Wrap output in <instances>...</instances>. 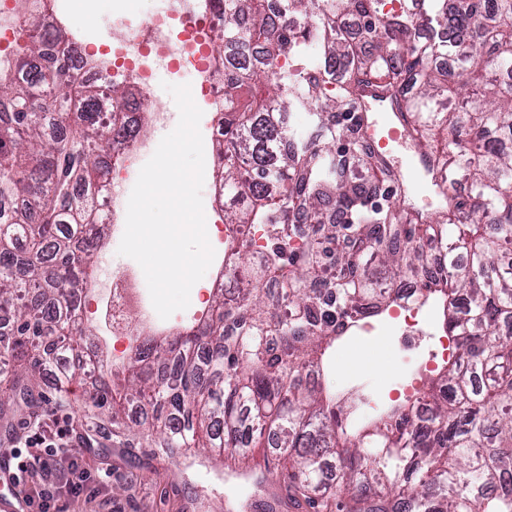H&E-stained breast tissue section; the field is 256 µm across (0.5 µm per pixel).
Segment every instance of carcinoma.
<instances>
[{"mask_svg":"<svg viewBox=\"0 0 512 512\" xmlns=\"http://www.w3.org/2000/svg\"><path fill=\"white\" fill-rule=\"evenodd\" d=\"M224 0V42L265 59L291 58L263 91L249 65L224 70L221 182L224 223L242 237L224 266L249 253L251 229L307 226L298 247L276 236L250 279L220 291L206 320L174 336L152 335L137 360L112 371L94 400L121 425L145 406L150 448H212L242 461L255 447L289 464L284 498L313 512H512V493L490 489L512 472V0ZM359 20L358 35L345 28ZM12 76H0V363L78 357L80 301L107 238L96 223L98 180L132 136L115 128L103 103L129 100L126 87L79 80L64 32L43 33L40 13ZM388 90L428 159L432 181L463 177L470 202L441 201L447 222L415 224L388 190L391 173L364 149L349 117L371 82ZM307 112L304 131L285 123ZM349 143L341 150L337 144ZM419 278L416 302H443L455 354L418 396L361 430L346 420L356 404L332 399L319 383L323 356L361 318L400 305L401 295L370 276Z\"/></svg>","mask_w":512,"mask_h":512,"instance_id":"cac0c4a2","label":"carcinoma"}]
</instances>
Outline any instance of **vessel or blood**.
<instances>
[{"instance_id":"obj_1","label":"vessel or blood","mask_w":512,"mask_h":512,"mask_svg":"<svg viewBox=\"0 0 512 512\" xmlns=\"http://www.w3.org/2000/svg\"><path fill=\"white\" fill-rule=\"evenodd\" d=\"M354 117L363 144L375 155H393L410 138L406 119L391 95L377 84L363 88L356 100ZM427 168L425 157L419 153L407 154L397 163L393 174L401 181L400 197H407L420 186L419 175Z\"/></svg>"}]
</instances>
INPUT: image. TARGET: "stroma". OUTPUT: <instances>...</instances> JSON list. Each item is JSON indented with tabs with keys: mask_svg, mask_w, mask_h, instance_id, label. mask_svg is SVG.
<instances>
[{
	"mask_svg": "<svg viewBox=\"0 0 512 512\" xmlns=\"http://www.w3.org/2000/svg\"><path fill=\"white\" fill-rule=\"evenodd\" d=\"M159 0H74L72 28H89L96 34L110 27L113 15L137 18L158 10ZM97 300L87 296L81 310L85 326L96 340H84V368L64 370L50 363L42 379L31 381L30 404L0 407V448L22 441L31 416L54 413L69 419L77 436L71 448L58 453L53 472L62 512H246V504L257 499L253 484L232 476L223 457H207L205 449L179 448L159 454L148 448L131 431H122L111 420L94 416L89 406L100 384L95 359L112 344L101 334L95 312ZM398 309L368 319L330 355L329 382L342 393L369 396L371 405H355L348 423L356 428L372 414L408 398L412 377L404 368L390 369L370 362L348 369L343 353L354 343H369L375 335H392L399 323ZM82 479L83 491L72 496L68 481Z\"/></svg>",
	"mask_w": 512,
	"mask_h": 512,
	"instance_id": "obj_1",
	"label": "stroma"
}]
</instances>
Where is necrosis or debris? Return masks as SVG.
<instances>
[{"label":"necrosis or debris","mask_w":512,"mask_h":512,"mask_svg":"<svg viewBox=\"0 0 512 512\" xmlns=\"http://www.w3.org/2000/svg\"><path fill=\"white\" fill-rule=\"evenodd\" d=\"M35 7L34 0H0V68H11L15 54L24 47L28 29L24 16ZM212 0H172L169 9L154 14L142 25L119 14L112 24L122 35L103 51H90L92 31H82L68 44L77 75L89 82L105 79L113 83L134 85L140 96L139 109H123L122 116L134 135L112 157V190L97 196L96 209L101 223L112 230L113 243H120L126 214L122 189L134 179L155 145V133L164 126L167 115L157 107L158 89L154 85V66L167 60L175 72H191L195 77L197 95L203 103L200 130L205 143L221 137L224 130V68L241 59L237 48L217 51L213 28ZM397 287L404 297L401 306L403 324L396 336L390 337L388 347L402 365H410L419 342L420 309L412 304L417 283L404 278ZM104 317L106 333L117 342L149 332L166 333L170 320L156 313L139 270L131 264L113 267L112 275L96 291ZM138 313L131 321L130 313Z\"/></svg>","instance_id":"obj_1"}]
</instances>
